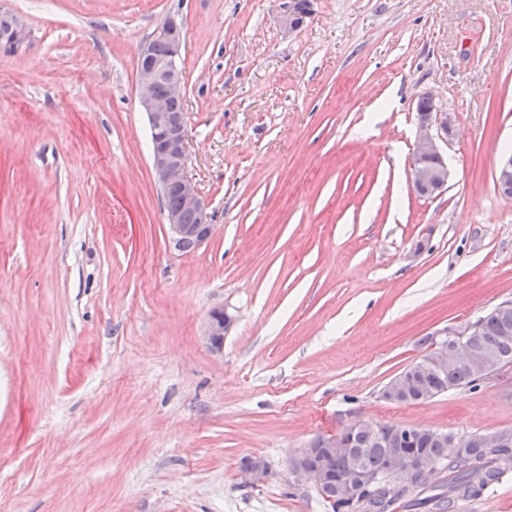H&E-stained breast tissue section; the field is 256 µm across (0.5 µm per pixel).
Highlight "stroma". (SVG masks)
<instances>
[{"mask_svg":"<svg viewBox=\"0 0 512 512\" xmlns=\"http://www.w3.org/2000/svg\"><path fill=\"white\" fill-rule=\"evenodd\" d=\"M0 0V512H333L291 460L353 423L512 430V364L381 397L420 341L512 298V0ZM183 24L188 175L168 240L137 62ZM448 188L408 178L416 102ZM235 318L222 353L212 309ZM270 470L240 486L243 461ZM312 2L310 0H288L284 4L281 15V27L284 32L291 33L304 23L311 15ZM14 19V33L7 41L2 37L6 34L12 25ZM25 22L22 18L15 17L11 13H0V38L1 45L3 44L9 50H14L23 42L25 35ZM421 98L430 101L432 108L429 111L430 105L425 100L417 102L416 110L421 113H418L417 136L408 174L413 187L425 195L433 196L448 187V167L444 161L441 144H448L451 126L448 123L447 112H442L438 108L431 93H425L419 99ZM427 160L431 167L439 166L441 161L442 164L438 168H430L426 165Z\"/></svg>","mask_w":512,"mask_h":512,"instance_id":"obj_1","label":"stroma"}]
</instances>
